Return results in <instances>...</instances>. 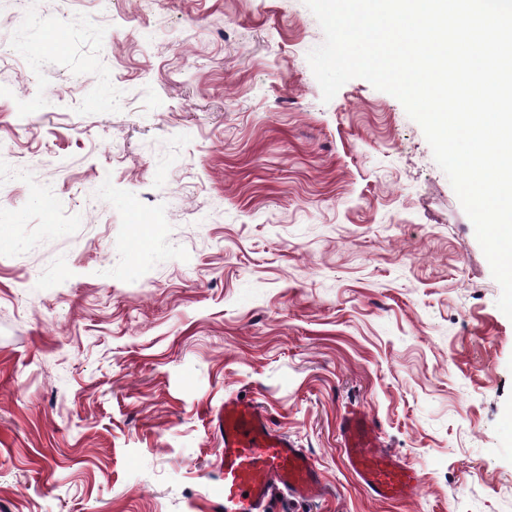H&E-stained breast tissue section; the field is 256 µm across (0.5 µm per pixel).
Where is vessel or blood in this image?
<instances>
[{"label": "vessel or blood", "mask_w": 512, "mask_h": 512, "mask_svg": "<svg viewBox=\"0 0 512 512\" xmlns=\"http://www.w3.org/2000/svg\"><path fill=\"white\" fill-rule=\"evenodd\" d=\"M212 426L223 444L221 512H265L279 493L300 499L327 495L314 455L275 430L260 407L238 398L225 399ZM340 435L348 466L368 495L400 501L415 494L419 472L382 450L370 416L345 415Z\"/></svg>", "instance_id": "vessel-or-blood-1"}]
</instances>
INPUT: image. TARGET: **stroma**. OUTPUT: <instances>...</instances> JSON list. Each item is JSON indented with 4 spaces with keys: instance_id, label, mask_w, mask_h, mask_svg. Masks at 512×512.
Here are the masks:
<instances>
[{
    "instance_id": "35a3bbf8",
    "label": "stroma",
    "mask_w": 512,
    "mask_h": 512,
    "mask_svg": "<svg viewBox=\"0 0 512 512\" xmlns=\"http://www.w3.org/2000/svg\"><path fill=\"white\" fill-rule=\"evenodd\" d=\"M37 11L0 0V512H220L236 395L329 487L275 512H512L501 287L402 104L323 102L304 0ZM355 407L407 501L346 469Z\"/></svg>"
}]
</instances>
